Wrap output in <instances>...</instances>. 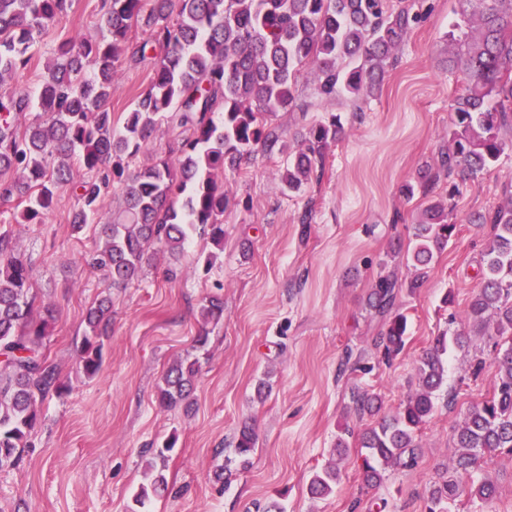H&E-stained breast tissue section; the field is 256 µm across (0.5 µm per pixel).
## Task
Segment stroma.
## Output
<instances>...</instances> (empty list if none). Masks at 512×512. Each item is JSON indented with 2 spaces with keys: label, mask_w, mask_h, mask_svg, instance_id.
I'll list each match as a JSON object with an SVG mask.
<instances>
[{
  "label": "stroma",
  "mask_w": 512,
  "mask_h": 512,
  "mask_svg": "<svg viewBox=\"0 0 512 512\" xmlns=\"http://www.w3.org/2000/svg\"><path fill=\"white\" fill-rule=\"evenodd\" d=\"M419 20L385 68L380 90L351 102L318 97L310 71L296 79L297 107L272 121L286 149L255 155L225 172L224 249L193 238L177 258L156 249L139 281L108 288L103 274L82 261L100 243L102 225L123 206L114 187L99 223L71 231L74 198L61 189L44 223H20L16 201L0 200V232L30 261L40 299L54 311L46 352L67 389L48 397L31 448L22 462L0 470V512H368L384 498L389 512H426L430 487L456 455L454 430L469 406L490 397L497 382L492 353L476 335L467 311L481 277L490 228L471 223L476 212L512 198V131L497 163L476 176L441 178L433 196L448 203L457 231L436 258L419 291L406 256L415 244L422 196L406 199L402 185L434 163L448 146L454 99L468 84L449 64L472 12L468 0H409ZM99 0H73L67 20L43 34L36 56L16 83L35 89L45 63L68 38L101 34ZM151 63L124 68L109 108L122 124L151 81ZM343 125L339 141L324 149L320 179L299 192L284 191L288 155L306 129L329 115ZM214 262H207V255ZM382 276L397 280L395 305L408 318L405 349L392 364L374 348L382 319L370 314L367 294ZM453 292L446 307L441 298ZM112 299V334L100 374H76L87 308ZM224 300V318L204 322L203 300ZM466 331L469 347L448 355V379L434 415L416 437L413 468H387L366 484L360 471L363 432L394 416L420 384L423 354L443 332ZM206 335L204 347L195 340ZM485 368L474 373L476 355ZM198 359L200 372L188 400L170 409L157 389L166 368ZM378 395L377 414L358 416L354 392ZM257 443L248 468L234 464L243 423ZM177 443L164 468H151L153 451ZM347 449L336 455L337 438ZM228 465L229 479L215 470ZM337 466L332 495L316 499L307 486L314 472ZM483 470L498 481L496 500L459 499L458 512H512V456H486ZM166 488L137 504L155 475Z\"/></svg>",
  "instance_id": "35a3bbf8"
}]
</instances>
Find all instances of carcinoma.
<instances>
[{
	"label": "carcinoma",
	"instance_id": "obj_1",
	"mask_svg": "<svg viewBox=\"0 0 512 512\" xmlns=\"http://www.w3.org/2000/svg\"><path fill=\"white\" fill-rule=\"evenodd\" d=\"M476 27L460 39L449 62L469 77L453 104L448 150L420 172L422 191L456 170L492 167L504 150L501 131L512 126V0H473ZM72 0H0V86L26 69L42 35L68 17ZM410 8L386 0H103L98 40L65 39L40 76L36 94L15 85L0 93V200H21L22 223L41 224L59 189L74 195L71 230L95 223L103 199L116 185L125 194L123 215L105 225L104 240L84 256L112 287L139 280L149 249L158 243L178 255L196 235L218 250L224 245V171L245 155L273 153L279 136L270 117L297 107L295 75L314 71L317 93L329 101L340 94L372 95L387 62L407 35ZM144 34L130 39L132 30ZM153 60V77L127 112L121 129L112 125L107 102L125 64ZM167 121L187 136L173 158H159L136 171L128 160L141 153L157 125ZM335 115L307 128L303 148L289 155L281 184L296 191L323 171V149L339 139ZM85 177L73 183V165ZM11 172L14 177L7 178ZM473 223L492 232L481 284L468 315L498 347V382L492 395L471 405L455 434L458 455L429 491L427 512H453L457 499L493 501L495 478L485 472V456L512 454V199L479 213ZM447 207L430 200L414 225L410 254L414 277L407 288L423 287L436 253L456 234ZM397 281L379 278L367 307L385 321L375 339L387 362L404 349L408 319L394 310ZM203 316L219 321L224 301L206 300ZM53 317L36 305L32 267L0 233V469L18 462L39 416V405L66 386L59 366L45 352ZM77 370L88 378L101 368L104 341L112 330V301L104 295L85 315ZM470 335L445 333L421 360V388L393 417L362 435L361 470L378 483L387 465L414 466L416 436L435 413L447 382L448 350L469 344ZM198 362L177 360L165 371L159 402L176 405L189 398ZM379 408L364 390L354 396L363 416ZM256 445L251 427L239 431L235 452L248 460ZM331 466L310 481L313 498L328 496L338 481Z\"/></svg>",
	"mask_w": 512,
	"mask_h": 512
}]
</instances>
